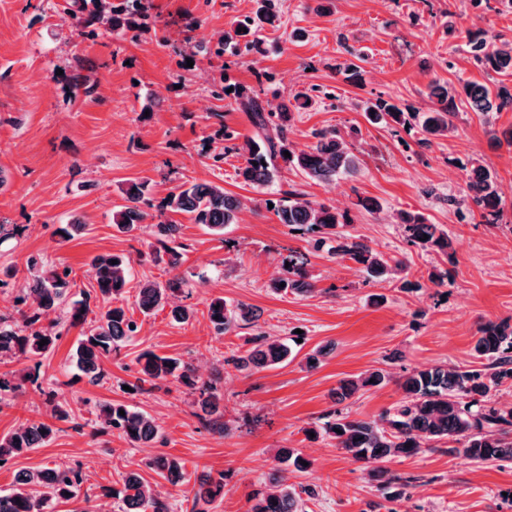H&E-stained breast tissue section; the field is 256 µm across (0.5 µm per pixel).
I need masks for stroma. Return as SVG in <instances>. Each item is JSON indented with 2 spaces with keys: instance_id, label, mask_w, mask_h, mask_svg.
I'll list each match as a JSON object with an SVG mask.
<instances>
[{
  "instance_id": "stroma-1",
  "label": "stroma",
  "mask_w": 512,
  "mask_h": 512,
  "mask_svg": "<svg viewBox=\"0 0 512 512\" xmlns=\"http://www.w3.org/2000/svg\"><path fill=\"white\" fill-rule=\"evenodd\" d=\"M142 2L144 25L103 28L88 40L69 14L72 0H0V176L7 180L0 218L21 230L0 246V313L17 316L14 297L29 276L30 255L70 268L69 297L78 300L94 286L90 260L123 253L131 269L118 303L140 327L104 360L97 384L77 378L71 363L83 327L62 328L40 373L73 420L57 422L49 443L0 467V492L14 487L19 471L76 465L87 499L54 503L51 512H118L106 489L134 463L167 454L183 465L182 485L150 471L144 477L177 512H191L200 477L218 474L224 496L210 512H250L254 492L267 488L277 466V449L287 447L309 462L288 475L317 492L306 512H512V464L429 450L396 457L387 467L408 486L389 505L367 464L345 457L319 432L324 414L339 407L370 418L385 413L402 396L404 369L473 365L478 327L512 321V111L486 117L460 108L452 135L425 142L417 131L369 124L360 108L383 98L427 111V86L435 79L512 87V75L481 68L467 48L473 34L512 42V0H275L274 23L257 32L264 53L221 57L213 53L218 39L254 15L258 0ZM344 62L359 67V82L338 73ZM76 73L86 77L90 93H73ZM225 82L257 94L269 109L297 91L311 92L312 105L293 112L288 127L294 149H308L314 130H336L359 157L357 171L328 184L292 170L281 171L270 188L245 184L237 174L241 157L224 149V131L249 136L253 129L220 93ZM467 161L496 176L503 199L498 223L460 218L448 205L465 187ZM187 180L219 184L244 208L219 236L189 215H174L182 258L173 269L154 260L150 224L129 236L113 226L112 212L123 205L118 188L127 182H148L157 203ZM292 188L341 210L376 199L380 211L356 212L348 231L378 252L405 258L409 287L365 280L351 261L319 253L309 257L312 294L274 293L271 279L290 251L305 249L306 237L280 224L265 201ZM401 210L421 212L446 231L447 253L407 244L396 223ZM78 218L86 231L61 239L58 227ZM436 269L448 273L443 285L428 279ZM175 276L188 283L176 302L192 307L193 318L176 323L166 308L143 315L140 282ZM215 297L259 309L258 327L215 335L207 314ZM258 328L283 341L300 333L294 360L249 375L225 364ZM322 347L327 355L306 368V356ZM145 350L180 358L216 387L230 433L204 426L181 383H141L136 358ZM375 368L390 373L388 384L337 402L341 380ZM103 400L149 414L159 440L134 448L101 428L94 404ZM49 419L42 397L24 385L0 406V438L22 422Z\"/></svg>"
}]
</instances>
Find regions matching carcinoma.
<instances>
[{
	"label": "carcinoma",
	"instance_id": "obj_1",
	"mask_svg": "<svg viewBox=\"0 0 512 512\" xmlns=\"http://www.w3.org/2000/svg\"><path fill=\"white\" fill-rule=\"evenodd\" d=\"M75 16L82 35L87 39L98 36L103 26L114 29L127 22V17L142 15V0H123L116 5L112 0H94L88 8L81 0L75 2ZM255 19L246 16L237 21L215 54H224V47L232 45L237 53L257 49L253 39ZM247 32H237V29ZM469 52L477 65L496 73L512 74V43L490 45L479 37L469 38ZM427 97L432 107L421 116L406 113L386 100L378 99L364 109L372 124L406 125L407 118L418 120L420 133L446 136L455 130L453 118L458 104L466 103L484 116L492 112L512 110V88L501 84L491 89L478 82H465L455 88L438 80L428 85ZM235 101L247 113L253 127V136L240 148L243 164L238 175L253 186L271 184L283 168H292L307 178L326 183L338 174H353L357 169L356 157L350 154L348 143L335 130L313 133L316 142L308 149L295 152L288 139V126L292 112L286 105L268 110L258 96L238 89ZM290 157H285L284 152ZM463 196L449 202L457 211L471 201L478 208L486 224L498 222L502 196L496 178L481 164L471 165L466 171ZM126 204L112 212V224L122 233L132 234L148 218L157 219L152 225L159 248L155 253L168 255L169 265L180 263L182 254L171 246L175 242L179 225L165 218L166 212L186 213L194 223L221 234L228 224L238 221L242 209L239 200L224 193V188L212 183L192 182L167 194L155 205L144 198V185L131 182L122 190ZM156 213H150V209ZM273 211L280 223L309 235L308 251L328 249L332 255L352 261L367 277L380 282H391L406 273L404 262L372 249L364 238L344 233L341 228L353 223L347 211H340L324 202L311 201L305 194L292 188L273 202ZM405 240L416 247L434 248L448 254V234L436 224L427 222L418 211L402 210L398 213ZM289 267L281 268L270 288L275 292L308 294L313 291L308 261L302 254L288 256ZM30 277L16 294V305L23 313L19 325L0 316V356L22 355L34 361V366L23 377L36 388L39 383L41 361L59 339L55 324L45 326L43 317L56 310L67 288L71 285V271L49 264L36 256L27 258ZM130 259L115 254L98 255L90 261V273L96 282L95 295L89 294L74 301L66 309V319L75 326L86 322L91 312L90 300H95L98 316L89 333L75 348L74 358L78 368L91 383L103 378V359L119 350L121 344L139 332L137 322L121 306L112 305V299L122 295L129 281ZM185 282L173 278L165 285L155 281L140 284L139 308L149 313L169 302L180 292ZM208 317L215 333L222 335L240 324L258 325V310L246 303L227 306L224 298L216 297L208 304ZM47 344L41 346L39 342ZM473 355L481 360L478 366H418L405 371L400 382L403 396L396 405L378 419L364 418L357 414L333 411L326 415L323 429L336 441V448L356 461L370 465L371 475L380 480L387 490V498L395 500L403 494L396 489L401 478L390 473L385 463L395 457H412L424 448L450 443L448 452L474 463L512 462V409L499 408L490 402L491 388L512 381V324L507 321L488 322L477 330L472 346ZM291 355V347L280 340L268 338L258 332L251 346L224 358V363L239 371L251 372L276 366ZM141 372L152 383L174 379L198 392V405L204 413L202 419L208 428L221 435L228 434L224 422V398L209 384H198L191 366L177 358L143 352L137 358ZM387 378L382 368H376L341 382L336 399L343 401L361 390L380 386ZM125 415H120L119 411ZM96 416L106 428L117 431L134 447L149 446L159 438L154 420L145 412L134 410L122 403L102 401L96 406ZM53 435L50 424L29 421L21 424L9 435L0 439V461L12 458L42 446ZM275 459L288 463L297 471L306 466L304 457L293 448H279ZM148 469L170 485L183 483L181 462L169 455H155L130 469L123 477L121 488L109 493L117 500L121 512H170L167 502L158 499L142 476ZM272 489L254 496L251 512H305L302 495L314 496V491L297 490L288 483L286 471L277 470L270 479ZM82 484L81 470L73 467H45L24 470L17 474L14 489L0 494V512H47L50 499L70 501L78 497ZM224 497V474L208 477L195 493L192 512H209L207 505Z\"/></svg>",
	"mask_w": 512,
	"mask_h": 512
}]
</instances>
